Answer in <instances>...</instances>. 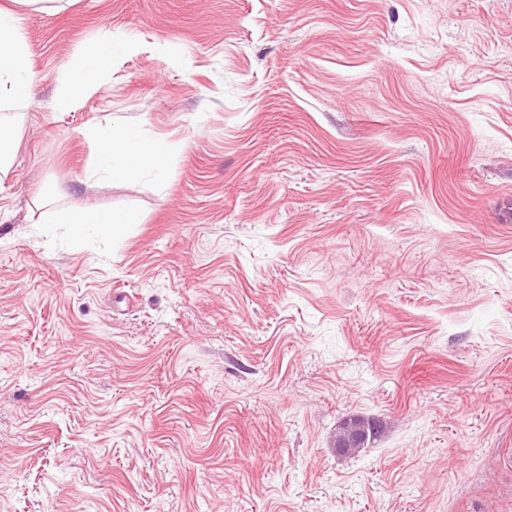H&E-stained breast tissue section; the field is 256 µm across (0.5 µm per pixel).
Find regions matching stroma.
I'll list each match as a JSON object with an SVG mask.
<instances>
[{
	"mask_svg": "<svg viewBox=\"0 0 512 512\" xmlns=\"http://www.w3.org/2000/svg\"><path fill=\"white\" fill-rule=\"evenodd\" d=\"M0 512H512V0L19 9ZM129 41L79 104L58 72ZM90 125L169 146L88 177ZM140 221L47 224L37 196ZM377 420L355 455L333 439Z\"/></svg>",
	"mask_w": 512,
	"mask_h": 512,
	"instance_id": "35a3bbf8",
	"label": "stroma"
}]
</instances>
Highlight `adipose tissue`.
<instances>
[{"label":"adipose tissue","instance_id":"1","mask_svg":"<svg viewBox=\"0 0 512 512\" xmlns=\"http://www.w3.org/2000/svg\"><path fill=\"white\" fill-rule=\"evenodd\" d=\"M122 43L105 36L98 51L81 59L58 78V105L71 108L79 103L82 89L92 87L100 71L107 68L112 55ZM31 82V63L28 49L18 27L15 12L0 9V100L26 97ZM83 135L96 150L94 172L106 173L109 178L134 180L144 172H162L167 157V146L142 137L139 129L127 126L113 130L109 126H92ZM54 224H89L101 233L113 234L123 227L139 223L140 217L132 211L100 212L91 208H67L53 211Z\"/></svg>","mask_w":512,"mask_h":512}]
</instances>
